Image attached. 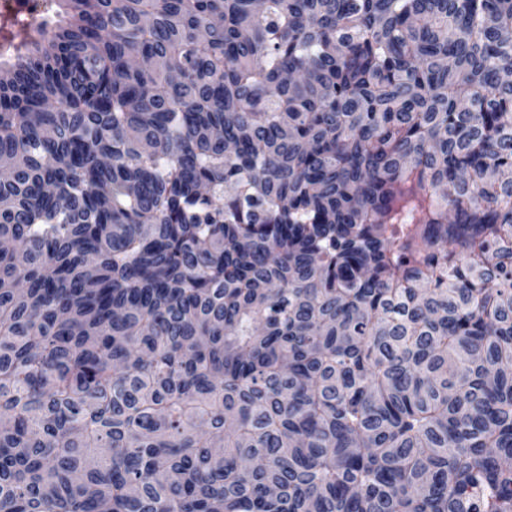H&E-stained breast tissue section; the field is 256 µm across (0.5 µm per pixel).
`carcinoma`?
Masks as SVG:
<instances>
[{"label": "carcinoma", "instance_id": "1", "mask_svg": "<svg viewBox=\"0 0 512 512\" xmlns=\"http://www.w3.org/2000/svg\"><path fill=\"white\" fill-rule=\"evenodd\" d=\"M0 61V512H512V0H57Z\"/></svg>", "mask_w": 512, "mask_h": 512}]
</instances>
